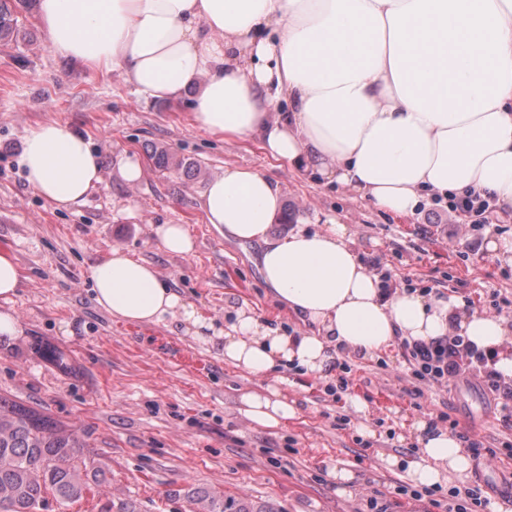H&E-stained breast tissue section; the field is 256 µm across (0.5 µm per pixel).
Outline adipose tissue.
<instances>
[{"label":"adipose tissue","instance_id":"obj_1","mask_svg":"<svg viewBox=\"0 0 512 512\" xmlns=\"http://www.w3.org/2000/svg\"><path fill=\"white\" fill-rule=\"evenodd\" d=\"M37 17L54 54L121 72L151 97L192 92L198 128L258 139L271 157L387 213L479 192L501 217L512 215V0H38ZM18 166L59 208L83 203L103 182L86 137L56 120L27 133ZM201 208L219 231L261 244L266 287L313 333L286 336L244 311L215 329L156 267L120 247L91 268L93 298L112 316L175 320L220 346L226 364L259 381L240 397L251 424L273 429L298 417L280 367L319 376L341 352L370 358L399 337L446 335L453 323L477 346L497 348V369L512 375V320L458 296L382 297L346 225L272 235L282 194L264 171L225 167L207 182ZM413 430L412 483L470 469L447 431L423 419Z\"/></svg>","mask_w":512,"mask_h":512}]
</instances>
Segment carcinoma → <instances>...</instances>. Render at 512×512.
<instances>
[{"instance_id": "1", "label": "carcinoma", "mask_w": 512, "mask_h": 512, "mask_svg": "<svg viewBox=\"0 0 512 512\" xmlns=\"http://www.w3.org/2000/svg\"><path fill=\"white\" fill-rule=\"evenodd\" d=\"M27 0H0V41L18 33L17 13ZM153 164L194 174L198 167L156 149ZM78 430L23 401L0 395V512H40L53 498L73 504L100 492L98 472L87 469ZM200 512H253L245 499L200 495Z\"/></svg>"}]
</instances>
